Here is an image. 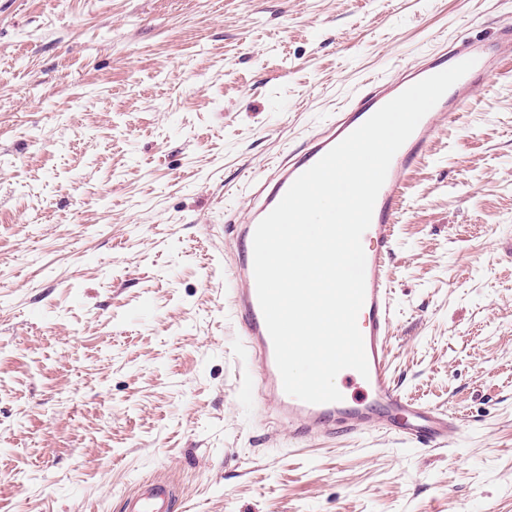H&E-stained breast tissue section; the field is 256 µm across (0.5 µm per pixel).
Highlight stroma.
<instances>
[{"instance_id":"obj_1","label":"stroma","mask_w":512,"mask_h":512,"mask_svg":"<svg viewBox=\"0 0 512 512\" xmlns=\"http://www.w3.org/2000/svg\"><path fill=\"white\" fill-rule=\"evenodd\" d=\"M512 0H0V512H512V66L408 179L387 370L448 447L294 439L224 278L246 175ZM170 490L159 482H146L140 492L125 503V512H169Z\"/></svg>"}]
</instances>
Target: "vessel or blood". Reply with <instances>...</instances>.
<instances>
[{
	"label": "vessel or blood",
	"instance_id": "obj_1",
	"mask_svg": "<svg viewBox=\"0 0 512 512\" xmlns=\"http://www.w3.org/2000/svg\"><path fill=\"white\" fill-rule=\"evenodd\" d=\"M467 59L473 60V67L422 118L394 155L371 224L362 236L366 256L365 300L357 323L364 340L368 375L349 371L350 383L341 386L342 399L338 402L310 404L286 394L257 297L253 237L258 223L279 203L300 174L379 108L416 82ZM511 62L512 22L503 24L500 37L491 44L457 36L438 57L371 80L361 100L333 114L302 151L285 155L260 178L254 179L248 214L234 227L232 307L244 337L243 348L255 366L249 387L272 405L278 420L288 425L296 439L347 436L372 429L397 436L414 448H444L450 435L458 429V420L452 412L410 401L386 372L388 338L393 325L388 265L394 251L395 222L405 176L425 160L440 126L457 122L476 90ZM170 499L166 485L147 482L136 496L127 499L125 512H168Z\"/></svg>",
	"mask_w": 512,
	"mask_h": 512
}]
</instances>
